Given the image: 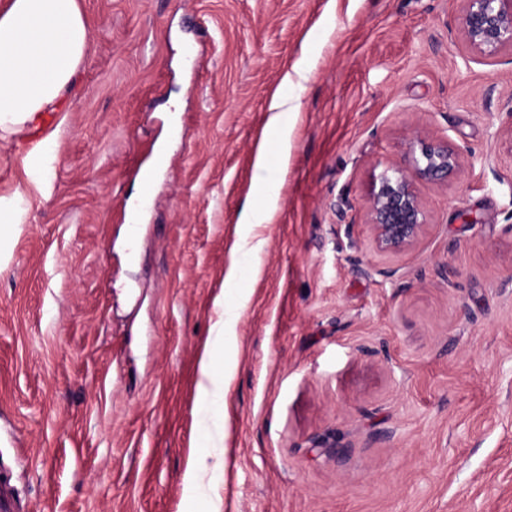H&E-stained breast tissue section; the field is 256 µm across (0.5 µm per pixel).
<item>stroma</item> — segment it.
<instances>
[{
  "label": "stroma",
  "instance_id": "35a3bbf8",
  "mask_svg": "<svg viewBox=\"0 0 512 512\" xmlns=\"http://www.w3.org/2000/svg\"><path fill=\"white\" fill-rule=\"evenodd\" d=\"M81 5L72 106L0 141V197L23 208L0 480L22 512H512V53L463 58L460 0ZM288 87L283 145L267 122ZM416 129L463 174L420 184L421 240L381 253L365 195ZM226 308L219 434L197 383ZM194 453L211 487L193 497ZM208 471L206 456H193L184 475L185 486L189 494H195L204 487V477Z\"/></svg>",
  "mask_w": 512,
  "mask_h": 512
}]
</instances>
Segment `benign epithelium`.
Here are the masks:
<instances>
[{
	"instance_id": "benign-epithelium-1",
	"label": "benign epithelium",
	"mask_w": 512,
	"mask_h": 512,
	"mask_svg": "<svg viewBox=\"0 0 512 512\" xmlns=\"http://www.w3.org/2000/svg\"><path fill=\"white\" fill-rule=\"evenodd\" d=\"M459 31L464 57L494 61L512 51V0H462ZM411 165L392 163L366 195V224L377 251L402 253L417 244L427 212L417 190L420 182L445 183L461 174L462 152L445 139L416 131L407 142Z\"/></svg>"
}]
</instances>
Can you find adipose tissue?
I'll return each mask as SVG.
<instances>
[{
	"mask_svg": "<svg viewBox=\"0 0 512 512\" xmlns=\"http://www.w3.org/2000/svg\"><path fill=\"white\" fill-rule=\"evenodd\" d=\"M91 33L78 0H6L0 6V139L34 134L70 100ZM198 399L221 416L229 376L212 354L200 363Z\"/></svg>",
	"mask_w": 512,
	"mask_h": 512,
	"instance_id": "ef3b65f1",
	"label": "adipose tissue"
}]
</instances>
